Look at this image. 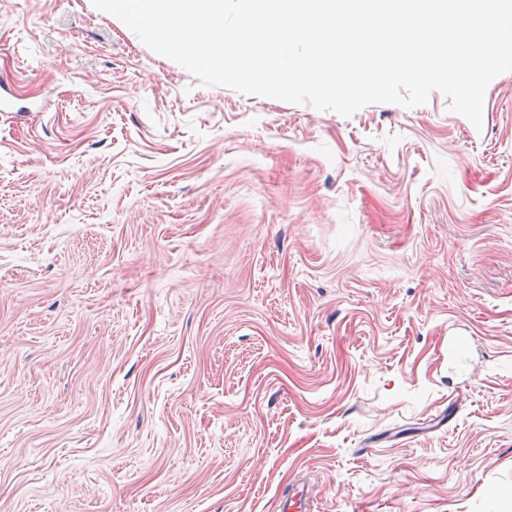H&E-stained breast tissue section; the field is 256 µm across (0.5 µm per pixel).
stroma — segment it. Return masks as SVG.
I'll use <instances>...</instances> for the list:
<instances>
[{"mask_svg": "<svg viewBox=\"0 0 512 512\" xmlns=\"http://www.w3.org/2000/svg\"><path fill=\"white\" fill-rule=\"evenodd\" d=\"M0 512L512 502V71L343 117L0 0ZM311 489L305 484L292 481L289 490L280 494L275 510L277 512L310 511Z\"/></svg>", "mask_w": 512, "mask_h": 512, "instance_id": "obj_1", "label": "stroma"}]
</instances>
